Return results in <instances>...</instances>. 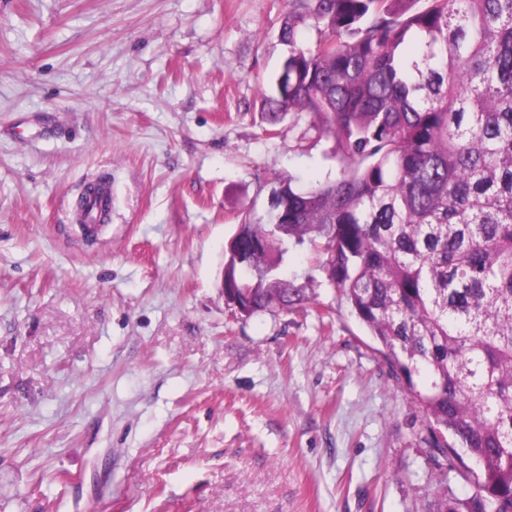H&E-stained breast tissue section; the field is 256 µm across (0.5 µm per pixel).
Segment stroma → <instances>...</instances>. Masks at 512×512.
Instances as JSON below:
<instances>
[{
    "mask_svg": "<svg viewBox=\"0 0 512 512\" xmlns=\"http://www.w3.org/2000/svg\"><path fill=\"white\" fill-rule=\"evenodd\" d=\"M288 0H0V512H429L472 495L309 245L221 288L270 180L335 173L256 102ZM105 180L95 239L74 221Z\"/></svg>",
    "mask_w": 512,
    "mask_h": 512,
    "instance_id": "35a3bbf8",
    "label": "stroma"
}]
</instances>
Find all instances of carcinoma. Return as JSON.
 <instances>
[{
  "mask_svg": "<svg viewBox=\"0 0 512 512\" xmlns=\"http://www.w3.org/2000/svg\"><path fill=\"white\" fill-rule=\"evenodd\" d=\"M418 2L289 0L261 116L313 115L340 170L270 182L271 222L245 211L231 234L224 298L246 317L304 301L285 243H321L425 444L473 463L475 493L437 512H512V0Z\"/></svg>",
  "mask_w": 512,
  "mask_h": 512,
  "instance_id": "cac0c4a2",
  "label": "carcinoma"
}]
</instances>
